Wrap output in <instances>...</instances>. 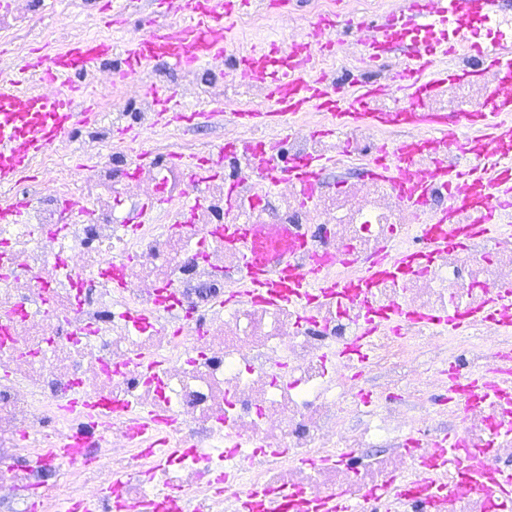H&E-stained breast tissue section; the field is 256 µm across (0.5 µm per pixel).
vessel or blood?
Here are the masks:
<instances>
[{
  "label": "vessel or blood",
  "instance_id": "1",
  "mask_svg": "<svg viewBox=\"0 0 512 512\" xmlns=\"http://www.w3.org/2000/svg\"><path fill=\"white\" fill-rule=\"evenodd\" d=\"M179 7L181 27L161 31L128 49L127 70H137L159 56L172 67L192 68L219 53L224 42V17L231 7L229 0H180ZM501 11V0H410L397 16L380 25L379 35L368 41L363 51L368 58L378 60L396 44L392 31H425V39L413 43L401 77L407 92L420 94L466 76V69L454 66L453 57L457 46L470 40V17H493ZM111 50L107 42L88 39L70 46L56 61L40 56L25 62V70L66 84L68 90L62 94H39L27 90L24 81L16 76L0 77L1 187L12 184L27 172L34 158L50 151L75 125L94 118L93 110L73 111L71 98L80 89L70 84L69 74L77 67L85 70L95 67ZM476 52L487 67L512 74V46L495 43L477 47ZM311 59V53L298 54L291 58L286 71L268 76L271 109L238 113V121L283 129L292 126L303 110L318 104L328 110L334 124L339 126L415 125L439 133L451 145L459 142L461 132L477 131L476 142L483 151L484 162L456 170L440 166L435 174L450 186L470 187L473 195L481 199V207L472 224L463 231L455 223L458 199L450 197L447 209L435 215L436 227L425 230L424 240L428 247L449 249L460 246L465 235H490L512 228L505 224V215L498 205L500 198H512V89L493 94L476 112H371L366 102L382 93L381 85L364 81L356 90L346 92L338 90L333 83L308 79ZM154 96L160 123L187 120L188 115L175 92L158 88ZM288 239L295 247L303 245L284 224L261 237L254 235L247 225L225 226V242L237 245L243 253L244 295L271 305L335 295L338 283L324 278L320 267L301 271L281 255L280 244ZM413 258L410 252L385 254L380 262L367 269L366 276L374 278L384 267L404 272ZM503 372L505 377L501 382L493 384L487 377L478 376L471 384L487 396H512V365L505 366Z\"/></svg>",
  "mask_w": 512,
  "mask_h": 512
}]
</instances>
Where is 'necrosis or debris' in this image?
I'll return each instance as SVG.
<instances>
[{
	"label": "necrosis or debris",
	"instance_id": "obj_1",
	"mask_svg": "<svg viewBox=\"0 0 512 512\" xmlns=\"http://www.w3.org/2000/svg\"><path fill=\"white\" fill-rule=\"evenodd\" d=\"M95 0H0V51L32 47L64 54L77 41L74 18L98 24ZM312 23L300 42L320 50L318 76L371 70L362 50L332 59L336 28L371 34L367 11L395 13L399 0H309ZM77 77L97 118L81 126L84 172L55 153L0 191V205L21 207L20 224H0V512H254L243 493L297 490L307 505L332 497L357 500L393 483L410 490L381 512H512L488 489L512 470V434L489 440L497 403L465 392L439 397L448 375L468 381L512 358V327L477 321L444 333L420 316L484 307L512 286V236L472 237L430 256L399 279L368 291L319 299L309 316L240 295L242 253L224 244L228 224H285L306 240L289 252L296 267L325 259L323 274L354 280L391 244L420 247V227L444 209L448 191L432 184L424 209L409 206L399 186L375 172L380 148L413 147L421 171L466 162L461 148L430 141L418 128L331 127L317 108L302 112L288 153L262 154L268 128L226 130L225 172L185 166L208 154L181 125L154 119L160 86L193 98L200 118L212 105L239 112L267 98L261 75L223 55L206 69L173 71L154 59L124 77L111 58ZM507 77L451 82L424 93L428 112H475ZM138 129L145 143L115 138ZM150 151L151 161L141 160ZM322 157L357 179L318 174L310 191L288 176L270 183L265 170L283 160ZM200 203L191 214L183 205ZM224 287L199 297L201 284ZM402 312L369 338L366 362L341 354L363 331L369 308ZM94 397L113 409L78 460L47 459L64 438L80 435L88 416L71 400ZM460 436L467 453L449 451L433 476L464 481L445 500L420 485L434 446ZM182 454L168 458L166 449ZM363 450L360 467L341 468L340 449ZM121 476L113 485V476ZM183 492L180 502L172 491Z\"/></svg>",
	"mask_w": 512,
	"mask_h": 512
}]
</instances>
